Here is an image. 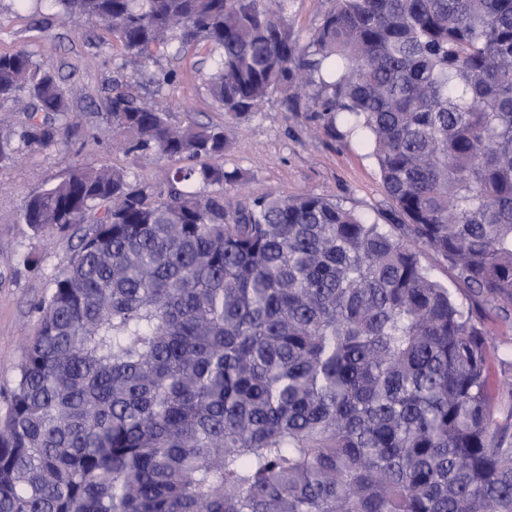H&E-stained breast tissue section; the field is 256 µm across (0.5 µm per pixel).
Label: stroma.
Here are the masks:
<instances>
[{
  "label": "stroma",
  "mask_w": 512,
  "mask_h": 512,
  "mask_svg": "<svg viewBox=\"0 0 512 512\" xmlns=\"http://www.w3.org/2000/svg\"><path fill=\"white\" fill-rule=\"evenodd\" d=\"M19 46L26 47L39 64L80 85L84 96L71 114L79 139L27 152L0 171V404L13 386L24 341L37 330L31 307L49 292L52 275L74 254L70 242L52 235L34 237L27 225L16 223L26 197L78 164H108L147 183L165 181L178 166L163 156L143 160L124 154L113 149L110 137H98L103 119L95 102L124 59L120 43L111 35L91 24L77 33L56 9L31 5L21 9L13 0H0V49ZM197 60L192 53L178 60L158 59L160 65L179 73L177 83L164 92L173 104L172 119L227 125L230 144L224 167L243 174L245 191L281 196L310 192L339 202L368 221L384 223L390 203L363 140L347 135L341 126L335 135H328L310 113L287 111L277 98L249 120L226 122L223 112L202 92ZM20 252L37 256L38 268L16 265Z\"/></svg>",
  "instance_id": "1"
}]
</instances>
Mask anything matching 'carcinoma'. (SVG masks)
I'll return each mask as SVG.
<instances>
[{
	"label": "carcinoma",
	"mask_w": 512,
	"mask_h": 512,
	"mask_svg": "<svg viewBox=\"0 0 512 512\" xmlns=\"http://www.w3.org/2000/svg\"><path fill=\"white\" fill-rule=\"evenodd\" d=\"M49 2L123 48L105 132L185 165H77L17 212L79 244L0 413V512H512L485 313L512 317V0H332L305 40L285 0ZM190 49L230 119L277 96L364 136L388 223L240 192L224 126L172 122L150 70ZM22 97L0 170L74 135L77 85L0 51Z\"/></svg>",
	"instance_id": "obj_1"
}]
</instances>
